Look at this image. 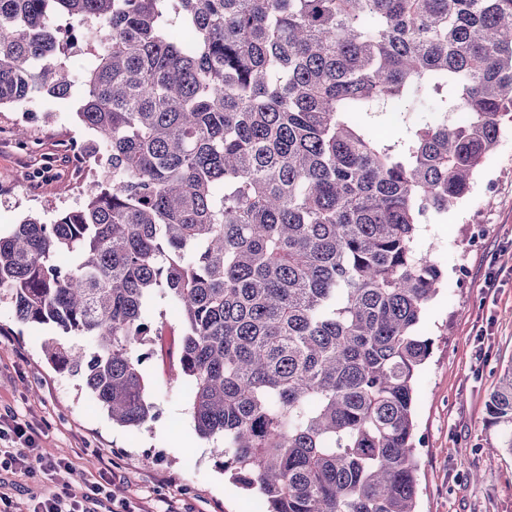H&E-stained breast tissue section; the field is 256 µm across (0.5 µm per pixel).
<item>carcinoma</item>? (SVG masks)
<instances>
[{
  "mask_svg": "<svg viewBox=\"0 0 512 512\" xmlns=\"http://www.w3.org/2000/svg\"><path fill=\"white\" fill-rule=\"evenodd\" d=\"M77 30L100 35L79 115L105 174L0 233V302L139 427L169 299L168 379L267 512H417L443 273L415 241L512 123V0H0V107L68 98ZM487 415L512 456V367ZM149 309L150 315L154 319L161 320L160 316H162L161 318L165 325V348L171 347L173 349L175 342L177 343L179 336H181V322L174 313L170 301L158 295L152 301Z\"/></svg>",
  "mask_w": 512,
  "mask_h": 512,
  "instance_id": "carcinoma-1",
  "label": "carcinoma"
}]
</instances>
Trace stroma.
Returning <instances> with one entry per match:
<instances>
[{
  "label": "stroma",
  "instance_id": "obj_1",
  "mask_svg": "<svg viewBox=\"0 0 512 512\" xmlns=\"http://www.w3.org/2000/svg\"><path fill=\"white\" fill-rule=\"evenodd\" d=\"M82 93L78 83L68 100L38 99L30 116L0 109V230L29 215L53 219L82 202L83 182L71 177L67 152L69 141L92 138L76 115ZM19 128L38 140L39 152L16 147ZM44 158L51 173L32 179ZM417 242L444 274L420 322L433 345L416 380L418 512H512V456L491 452L497 436L486 410L512 365V131L484 161L470 194L421 225ZM56 333L20 323L0 302V416L32 424L43 452L69 458L78 472L71 495L81 496L84 478L107 465L121 477L113 501L133 512H266L258 493L216 466L209 441L195 431L186 384L166 380L168 364L153 359L144 367L158 417L121 427L77 378L46 359L42 343Z\"/></svg>",
  "mask_w": 512,
  "mask_h": 512
}]
</instances>
